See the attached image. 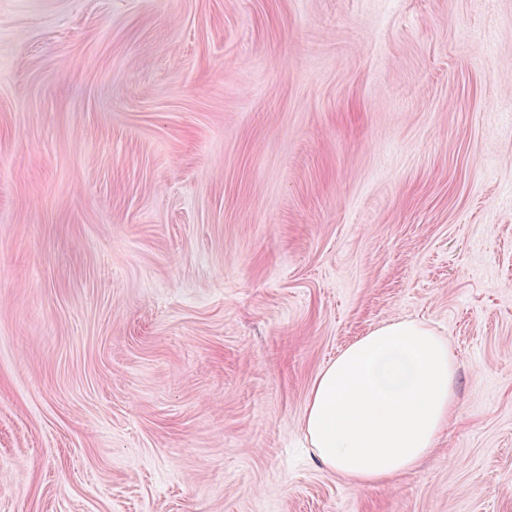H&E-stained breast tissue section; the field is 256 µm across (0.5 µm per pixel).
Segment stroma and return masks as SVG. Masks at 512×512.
<instances>
[{
	"label": "stroma",
	"mask_w": 512,
	"mask_h": 512,
	"mask_svg": "<svg viewBox=\"0 0 512 512\" xmlns=\"http://www.w3.org/2000/svg\"><path fill=\"white\" fill-rule=\"evenodd\" d=\"M405 318L458 415L356 488ZM0 512H512V0H0ZM455 367L448 340L422 321L370 330L314 380L301 422L314 457L355 487L412 471L457 411Z\"/></svg>",
	"instance_id": "1"
}]
</instances>
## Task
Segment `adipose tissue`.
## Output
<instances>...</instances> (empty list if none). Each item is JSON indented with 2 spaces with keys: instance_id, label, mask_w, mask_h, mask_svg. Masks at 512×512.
Returning a JSON list of instances; mask_svg holds the SVG:
<instances>
[{
  "instance_id": "adipose-tissue-1",
  "label": "adipose tissue",
  "mask_w": 512,
  "mask_h": 512,
  "mask_svg": "<svg viewBox=\"0 0 512 512\" xmlns=\"http://www.w3.org/2000/svg\"><path fill=\"white\" fill-rule=\"evenodd\" d=\"M455 367L447 339L422 321L370 330L314 380L302 416L314 457L355 487L412 471L457 411Z\"/></svg>"
}]
</instances>
